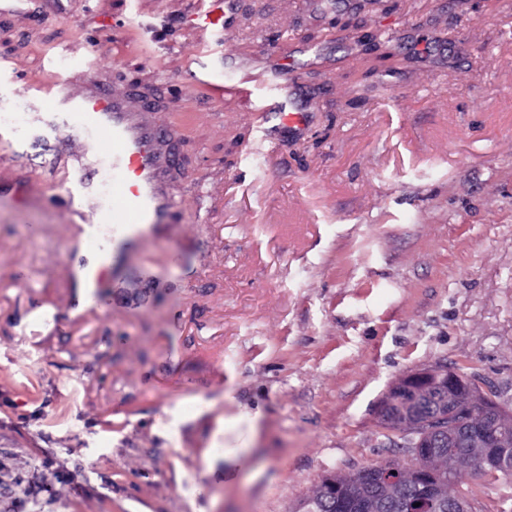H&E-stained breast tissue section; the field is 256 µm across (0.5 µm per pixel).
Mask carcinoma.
<instances>
[{
  "label": "carcinoma",
  "instance_id": "cac0c4a2",
  "mask_svg": "<svg viewBox=\"0 0 512 512\" xmlns=\"http://www.w3.org/2000/svg\"><path fill=\"white\" fill-rule=\"evenodd\" d=\"M447 382L448 371L437 367L428 381L399 384L386 397L392 410L405 408L409 413L413 438L408 444L425 433L435 444L436 455L425 463L426 477L420 476L414 461L406 467L373 464L359 482L351 475H329L298 512H448L457 505L461 497L451 488L462 481L467 467L477 466L472 447L479 438V419L474 417L461 428L455 420L443 418L448 411L443 394Z\"/></svg>",
  "mask_w": 512,
  "mask_h": 512
}]
</instances>
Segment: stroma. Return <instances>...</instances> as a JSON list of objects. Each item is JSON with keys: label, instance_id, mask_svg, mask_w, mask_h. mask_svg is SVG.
<instances>
[{"label": "stroma", "instance_id": "obj_1", "mask_svg": "<svg viewBox=\"0 0 512 512\" xmlns=\"http://www.w3.org/2000/svg\"><path fill=\"white\" fill-rule=\"evenodd\" d=\"M198 6L0 0V114L26 115L0 134V512H293L325 475L410 460L379 405L431 366L512 412V0H234L224 34ZM381 29L396 62L366 51ZM271 54L302 126L255 100ZM75 73L158 105L179 159L177 207L95 311L64 303L99 255L48 127ZM254 412L256 451L206 470ZM455 490L512 512V479Z\"/></svg>", "mask_w": 512, "mask_h": 512}]
</instances>
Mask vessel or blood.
<instances>
[{
    "instance_id": "1",
    "label": "vessel or blood",
    "mask_w": 512,
    "mask_h": 512,
    "mask_svg": "<svg viewBox=\"0 0 512 512\" xmlns=\"http://www.w3.org/2000/svg\"><path fill=\"white\" fill-rule=\"evenodd\" d=\"M208 2L209 9L197 14V26L203 30L224 23V0ZM268 70L276 80L278 118L291 125H301L304 114L294 107L288 94L284 66L273 61ZM54 100L67 108L69 114L62 123L52 124V131L69 139L82 153L86 147L74 133L90 126L108 146L105 158L112 166L111 207L100 206L94 196L85 193L78 196L82 213L88 218L87 223L77 227L86 248L101 250V230L105 227L128 240L150 238L154 225L163 223L173 205L163 179L176 162L167 148L168 130L156 118L154 108L134 90L107 87L93 78L75 91L68 89L66 83H59ZM70 278L76 296L87 307H98L99 298L91 285L92 273L81 268L71 271Z\"/></svg>"
}]
</instances>
